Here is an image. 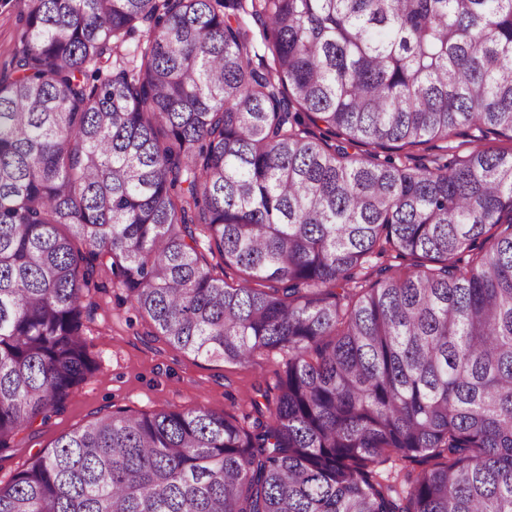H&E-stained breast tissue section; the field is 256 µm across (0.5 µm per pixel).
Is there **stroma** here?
I'll return each mask as SVG.
<instances>
[{"label": "stroma", "instance_id": "35a3bbf8", "mask_svg": "<svg viewBox=\"0 0 512 512\" xmlns=\"http://www.w3.org/2000/svg\"><path fill=\"white\" fill-rule=\"evenodd\" d=\"M30 0H0V80L13 75L17 37L23 30ZM95 296L97 310L87 330L96 370L74 389L64 408L47 422L27 425L8 450L0 453V487L27 461L51 451L57 438L95 418L122 410L152 413L172 405L191 408L205 404L217 412L243 416L256 389L271 390L283 371V359L273 355L253 367L204 359L169 345L153 333L148 319L133 307L125 290L100 272Z\"/></svg>", "mask_w": 512, "mask_h": 512}]
</instances>
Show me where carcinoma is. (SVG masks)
I'll return each mask as SVG.
<instances>
[{
    "label": "carcinoma",
    "instance_id": "obj_1",
    "mask_svg": "<svg viewBox=\"0 0 512 512\" xmlns=\"http://www.w3.org/2000/svg\"><path fill=\"white\" fill-rule=\"evenodd\" d=\"M14 72L0 450L96 369L102 268L169 344L285 368L247 428L96 418L0 512H512V0H32ZM426 465H417L409 463L405 460H402L396 455L391 456H381L377 459V464L375 466V469L379 471L383 477H393L396 476L397 473H400L401 471L404 472L406 470H412L415 471L421 470Z\"/></svg>",
    "mask_w": 512,
    "mask_h": 512
}]
</instances>
